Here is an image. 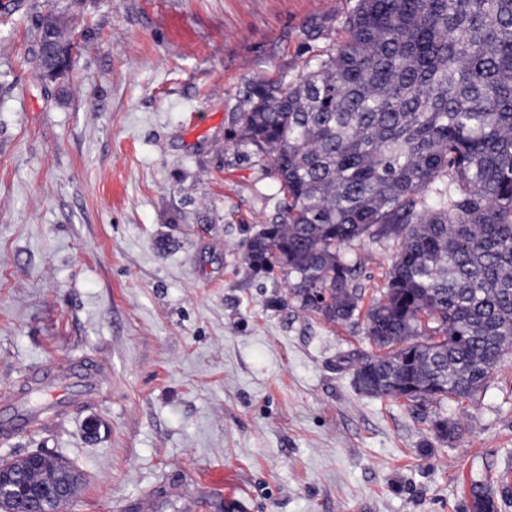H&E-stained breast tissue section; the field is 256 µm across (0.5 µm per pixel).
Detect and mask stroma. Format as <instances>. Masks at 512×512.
I'll list each match as a JSON object with an SVG mask.
<instances>
[{
    "instance_id": "stroma-1",
    "label": "stroma",
    "mask_w": 512,
    "mask_h": 512,
    "mask_svg": "<svg viewBox=\"0 0 512 512\" xmlns=\"http://www.w3.org/2000/svg\"><path fill=\"white\" fill-rule=\"evenodd\" d=\"M44 0H0V392L50 362L105 364L96 399L14 439L86 477L70 512H512V353L473 397L359 393L363 324L300 308L242 262L278 214L227 146L255 78H297L357 0H92L69 80L42 81ZM397 246L348 248L366 296ZM458 422L442 441L432 420ZM470 498L474 512H498L496 492L487 483L475 481L471 484Z\"/></svg>"
}]
</instances>
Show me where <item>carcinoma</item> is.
Wrapping results in <instances>:
<instances>
[{
	"label": "carcinoma",
	"mask_w": 512,
	"mask_h": 512,
	"mask_svg": "<svg viewBox=\"0 0 512 512\" xmlns=\"http://www.w3.org/2000/svg\"><path fill=\"white\" fill-rule=\"evenodd\" d=\"M87 0L37 15L41 79L65 80ZM343 39L288 82L251 81L225 140L267 159L280 220L246 230L242 261L286 276L300 307L363 319L377 353L353 371L365 395L413 405L472 397L512 351V0H358ZM393 240L385 286L362 311L354 241ZM451 441L459 427L431 425ZM14 467L81 490L49 453ZM473 512H498L471 484Z\"/></svg>",
	"instance_id": "carcinoma-1"
}]
</instances>
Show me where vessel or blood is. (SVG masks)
<instances>
[{
  "label": "vessel or blood",
  "instance_id": "1",
  "mask_svg": "<svg viewBox=\"0 0 512 512\" xmlns=\"http://www.w3.org/2000/svg\"><path fill=\"white\" fill-rule=\"evenodd\" d=\"M109 381V372L93 364L55 363L42 367L31 375L26 391L0 406L5 411L0 419V438L11 439L61 414L72 402L73 389H80L90 400Z\"/></svg>",
  "mask_w": 512,
  "mask_h": 512
}]
</instances>
